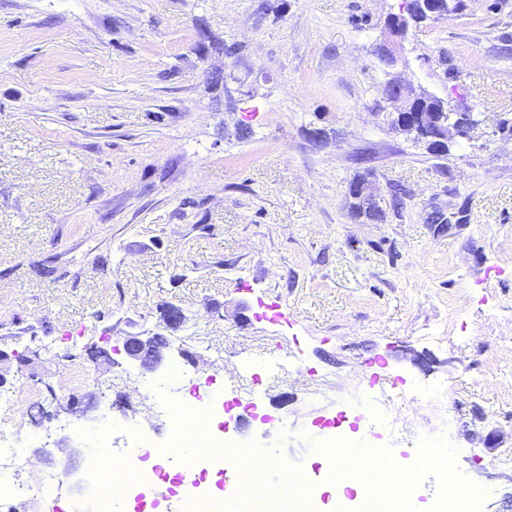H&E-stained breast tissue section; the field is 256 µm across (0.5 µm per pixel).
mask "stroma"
Masks as SVG:
<instances>
[{"instance_id": "1", "label": "stroma", "mask_w": 512, "mask_h": 512, "mask_svg": "<svg viewBox=\"0 0 512 512\" xmlns=\"http://www.w3.org/2000/svg\"><path fill=\"white\" fill-rule=\"evenodd\" d=\"M401 3L0 0V351L26 360L0 400L14 433L80 448H24L26 479L68 474L65 501L77 485L90 501L73 428L105 414L114 456L163 445L170 395L149 385L165 377L121 337L162 328L173 304L171 366L258 406L229 430L270 460L261 486L281 460L335 467L329 422L370 401L389 404L386 453L418 461L423 496L440 473L416 442L448 437V468L493 489L479 512H512V0L409 31L401 77L478 120L442 156L386 116L376 42ZM363 173L384 220L348 209ZM437 207L461 223L437 231ZM72 395L82 414L39 419Z\"/></svg>"}]
</instances>
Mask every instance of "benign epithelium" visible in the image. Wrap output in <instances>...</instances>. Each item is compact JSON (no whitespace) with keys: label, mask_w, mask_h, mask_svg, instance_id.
<instances>
[{"label":"benign epithelium","mask_w":512,"mask_h":512,"mask_svg":"<svg viewBox=\"0 0 512 512\" xmlns=\"http://www.w3.org/2000/svg\"><path fill=\"white\" fill-rule=\"evenodd\" d=\"M439 0H406L402 12L389 17L378 45V54L391 67H396L402 60L403 44L408 35L410 21L443 16L436 5ZM430 96L426 90L415 88L394 77L383 88V98L395 114L396 125L409 126L425 139L431 152L439 155L447 153L449 131L454 136L466 138L477 125L469 112H460L454 122L441 125L428 120L427 114L420 111L424 100ZM354 195L368 205L379 204V199L371 191L370 181L365 179L351 185ZM164 323L172 328L180 326L185 320L182 310L176 306H167L160 311ZM127 360L137 365L143 372L154 374L164 367L163 351L168 348V337L154 330H147L135 335L121 337Z\"/></svg>","instance_id":"1"}]
</instances>
